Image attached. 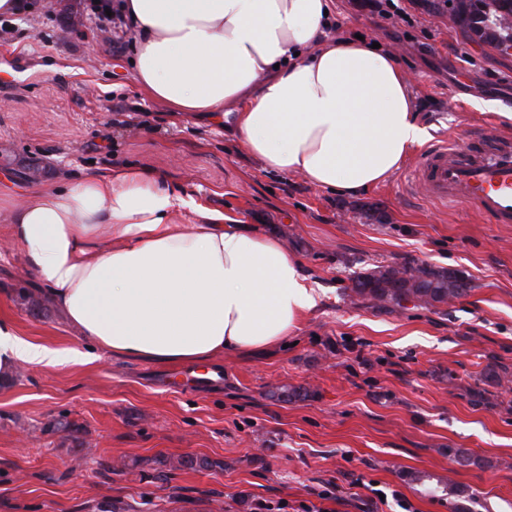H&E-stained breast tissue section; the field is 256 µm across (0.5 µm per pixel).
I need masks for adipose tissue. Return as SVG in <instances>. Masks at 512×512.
Segmentation results:
<instances>
[{
    "instance_id": "1",
    "label": "adipose tissue",
    "mask_w": 512,
    "mask_h": 512,
    "mask_svg": "<svg viewBox=\"0 0 512 512\" xmlns=\"http://www.w3.org/2000/svg\"><path fill=\"white\" fill-rule=\"evenodd\" d=\"M330 0H119L133 78L174 112L235 109L240 144L270 169L356 194L428 138L411 78L363 40H327ZM0 239L89 343L170 365L259 352L296 335L318 304L275 236L249 230L134 166L10 204ZM0 318V375L56 364Z\"/></svg>"
}]
</instances>
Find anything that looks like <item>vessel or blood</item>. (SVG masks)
Returning a JSON list of instances; mask_svg holds the SVG:
<instances>
[{"mask_svg": "<svg viewBox=\"0 0 512 512\" xmlns=\"http://www.w3.org/2000/svg\"><path fill=\"white\" fill-rule=\"evenodd\" d=\"M415 181L439 203L470 206L495 223L512 224V140H496L490 152L445 139L421 158Z\"/></svg>", "mask_w": 512, "mask_h": 512, "instance_id": "1", "label": "vessel or blood"}]
</instances>
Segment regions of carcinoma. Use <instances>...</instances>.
<instances>
[{
  "label": "carcinoma",
  "instance_id": "carcinoma-1",
  "mask_svg": "<svg viewBox=\"0 0 512 512\" xmlns=\"http://www.w3.org/2000/svg\"><path fill=\"white\" fill-rule=\"evenodd\" d=\"M448 13L461 32L473 41L490 47L502 38H512V0H445ZM467 286L460 277L447 269L427 264L388 267L357 278L353 292L379 307L400 308L412 302L431 307L446 304L465 295Z\"/></svg>",
  "mask_w": 512,
  "mask_h": 512
}]
</instances>
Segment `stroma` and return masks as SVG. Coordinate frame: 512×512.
<instances>
[{"mask_svg": "<svg viewBox=\"0 0 512 512\" xmlns=\"http://www.w3.org/2000/svg\"><path fill=\"white\" fill-rule=\"evenodd\" d=\"M25 2L0 14L9 189L30 185L33 166L61 187L106 166L164 172L279 237L318 304L295 343L224 354L210 386L193 384L200 367L117 355L1 378L0 512H402L400 496L413 512H512V391L468 394L488 368L512 369V224L426 198L416 151L356 196L268 170L241 148L233 116L176 114L136 87L123 23L102 41L89 0ZM419 3L399 0L408 19L394 24L371 0H332V35L399 58L428 144L512 136V56ZM421 264L460 272L467 295L397 312L353 303L361 274ZM0 317L48 347L81 346L16 246L0 257ZM283 386L297 396L279 399ZM452 448L468 462L451 461Z\"/></svg>", "mask_w": 512, "mask_h": 512, "instance_id": "1", "label": "stroma"}]
</instances>
